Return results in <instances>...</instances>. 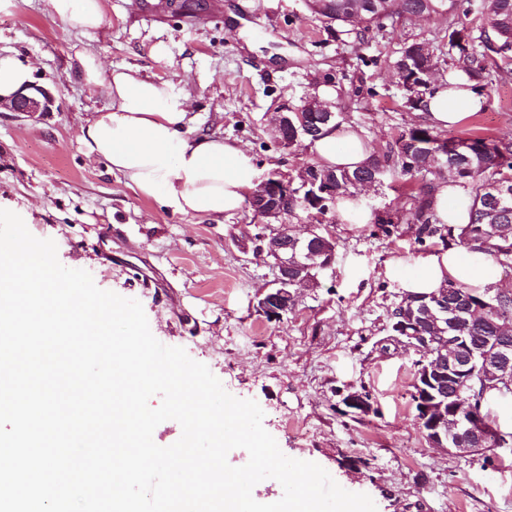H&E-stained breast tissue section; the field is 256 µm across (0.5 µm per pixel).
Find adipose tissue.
Listing matches in <instances>:
<instances>
[{"mask_svg":"<svg viewBox=\"0 0 512 512\" xmlns=\"http://www.w3.org/2000/svg\"><path fill=\"white\" fill-rule=\"evenodd\" d=\"M45 4L53 19L85 31L100 29L105 21V0ZM77 67L85 84L108 100L80 127L87 156L106 161L143 198L175 214L216 219L243 206L258 183V169L242 143L195 129L186 91L132 67L103 71L87 52L78 54ZM424 103V121L447 128L476 108L480 98L469 80L456 88L438 81L430 85ZM314 150L320 164L351 169L371 154L363 136L348 124L326 129ZM431 201L440 223H468L472 198L464 180L450 177L436 183ZM417 266V273L402 282L404 293L430 294L451 282L480 293L501 289L493 260L481 251L438 249L420 256Z\"/></svg>","mask_w":512,"mask_h":512,"instance_id":"ef3b65f1","label":"adipose tissue"}]
</instances>
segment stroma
<instances>
[{"instance_id":"stroma-1","label":"stroma","mask_w":512,"mask_h":512,"mask_svg":"<svg viewBox=\"0 0 512 512\" xmlns=\"http://www.w3.org/2000/svg\"><path fill=\"white\" fill-rule=\"evenodd\" d=\"M200 2L185 14L172 0H106L95 31L52 20L44 0L0 12V57L28 67L55 96L37 118L0 110V208L54 240L65 267L138 300L159 342L184 348L228 393L260 405L283 454L319 464L345 490L369 495L377 512H512V446L486 459L431 445L411 399L417 355L385 346L402 279L424 253L410 225L386 235L330 217L334 264L272 321L258 301L275 285L274 263L237 244L256 222L250 208L218 223L167 212L78 140L89 114L108 104L76 71L77 53L90 52L104 70L136 67L189 92L197 128L242 141L260 176H294L315 152L279 147L269 121L278 106L329 85L342 122L385 146L421 122L404 106L394 68L404 43L447 52L453 24L473 46L481 21L434 15L337 35L306 0ZM159 43L166 58L152 53ZM479 94L481 107L446 136L512 141V64L493 68ZM359 389L373 404L365 415L342 403Z\"/></svg>"}]
</instances>
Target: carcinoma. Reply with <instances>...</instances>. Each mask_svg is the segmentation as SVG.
<instances>
[{
  "label": "carcinoma",
  "instance_id": "carcinoma-1",
  "mask_svg": "<svg viewBox=\"0 0 512 512\" xmlns=\"http://www.w3.org/2000/svg\"><path fill=\"white\" fill-rule=\"evenodd\" d=\"M309 9L320 16L327 26H345L350 23L370 28L383 26V21H397L425 11L429 14H453L458 11V0H311ZM486 28L479 47L461 44V31L448 33V51L451 68L464 73L469 80L481 84L489 76L488 60L498 58L504 64L512 63V0H487L483 14ZM414 43L402 47L397 66L405 90V106L420 110L429 83V72L442 68V59L434 51L417 58L410 56ZM311 168L336 176V197L328 209L315 208L323 215L334 212L338 202L357 190V184L374 180L378 183L389 179L400 184L409 208L402 214L378 217L376 224L388 235L401 222L413 225L416 242L425 246L453 241L460 246L482 251L502 267L512 268V241L497 235L503 224L512 225V143L484 137L448 138L431 127H415L400 134L382 150L371 152L365 165L353 170L327 168L319 163ZM465 180L471 187L473 205L470 222L453 228L435 223L431 211V192L434 182L445 174ZM305 197L299 193L273 203L292 215L307 211ZM448 300L465 305H479L490 299L464 284L450 282ZM512 324V293L503 292L495 299V306L481 321L461 318L455 334L468 336L473 344H482L497 335L498 326Z\"/></svg>",
  "mask_w": 512,
  "mask_h": 512
}]
</instances>
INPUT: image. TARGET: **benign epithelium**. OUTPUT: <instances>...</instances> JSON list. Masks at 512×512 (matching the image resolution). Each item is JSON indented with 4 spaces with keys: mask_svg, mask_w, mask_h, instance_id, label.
<instances>
[{
    "mask_svg": "<svg viewBox=\"0 0 512 512\" xmlns=\"http://www.w3.org/2000/svg\"><path fill=\"white\" fill-rule=\"evenodd\" d=\"M55 104V97L51 89L45 85L34 82L25 84L8 97L0 96V108L6 107L12 112L34 117L43 112H50ZM319 109L325 113V121L330 122L336 118L331 105L310 98L301 106L283 105L271 117V124L286 130L293 127V138L283 135L278 143L284 149H291L300 145L307 136L301 111ZM303 189L308 200L315 201L324 195L336 193V181L327 179L312 170L303 174ZM294 179L291 176L275 173L263 180L261 184L249 194L248 206L263 218L268 233L264 237H288L291 240L289 248L271 254L274 265L278 270L276 287L265 294L258 302L260 311L266 316L281 320L288 314L294 305L295 295L288 285L309 270L307 260L312 258L308 246L295 236H288V225L283 219L287 216L282 208L269 202V192L288 198L294 195ZM393 329L395 330V344L414 348L421 354V361L428 360V355L434 342V337L424 336L419 331L415 320L413 301L408 295H403L396 304V312L391 315ZM448 346L452 351L448 353V370L426 367L425 380H431L429 373L433 372L437 378L448 376V387L433 383L434 389L416 394L417 403L420 404L423 419L431 420L432 437L429 442L448 448L462 455L484 454L490 451L487 442L497 446H504L509 440L490 424L477 406H471L470 414L465 418H458V405L456 387L459 383L471 378L478 368H483L480 374L481 384L486 391L504 392L512 391V340L506 336H496L492 340L478 347L471 343L467 336L449 337ZM343 404L354 414H367L371 411L370 400L360 391H352L343 398Z\"/></svg>",
    "mask_w": 512,
    "mask_h": 512,
    "instance_id": "1",
    "label": "benign epithelium"
}]
</instances>
